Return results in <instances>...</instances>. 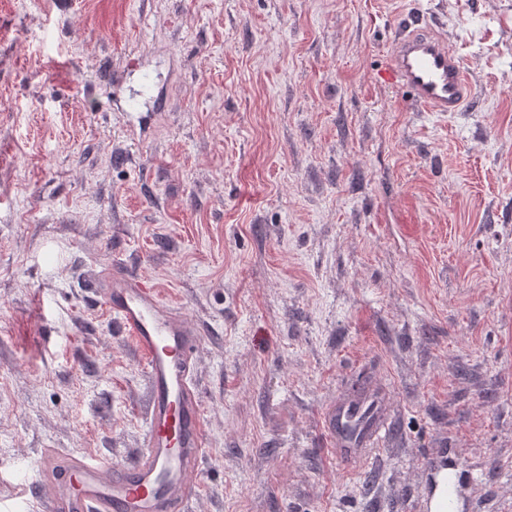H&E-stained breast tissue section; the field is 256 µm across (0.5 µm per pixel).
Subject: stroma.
Listing matches in <instances>:
<instances>
[{
	"label": "stroma",
	"instance_id": "1",
	"mask_svg": "<svg viewBox=\"0 0 512 512\" xmlns=\"http://www.w3.org/2000/svg\"><path fill=\"white\" fill-rule=\"evenodd\" d=\"M407 16L466 111L380 81ZM116 256L204 330L195 512H419L440 448L512 512V0H0V501L41 512L36 449L144 446ZM357 375L391 430L343 467Z\"/></svg>",
	"mask_w": 512,
	"mask_h": 512
}]
</instances>
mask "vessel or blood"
Instances as JSON below:
<instances>
[{
    "label": "vessel or blood",
    "instance_id": "b4317fda",
    "mask_svg": "<svg viewBox=\"0 0 512 512\" xmlns=\"http://www.w3.org/2000/svg\"><path fill=\"white\" fill-rule=\"evenodd\" d=\"M380 77L405 88L428 112L463 111L471 95V77L460 59L420 18L397 27ZM93 288L135 343L147 370L145 445L121 462L39 449L36 480L50 493L45 512H191L208 455L195 382L203 331L122 261H113ZM387 420L384 397L370 387L337 399L324 417L337 461L372 455ZM469 489L467 459L439 449L422 465L420 512H463Z\"/></svg>",
    "mask_w": 512,
    "mask_h": 512
}]
</instances>
